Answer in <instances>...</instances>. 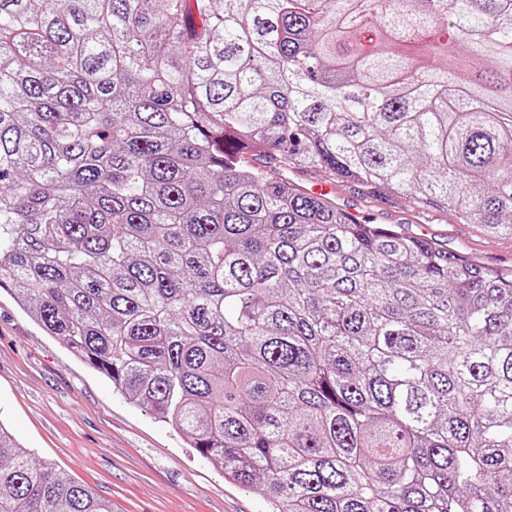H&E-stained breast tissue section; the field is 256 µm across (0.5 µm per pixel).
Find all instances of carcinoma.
<instances>
[{"instance_id": "1", "label": "carcinoma", "mask_w": 512, "mask_h": 512, "mask_svg": "<svg viewBox=\"0 0 512 512\" xmlns=\"http://www.w3.org/2000/svg\"><path fill=\"white\" fill-rule=\"evenodd\" d=\"M288 168L512 236V0H0L39 328L268 512H512V271ZM0 512L112 510L0 423Z\"/></svg>"}]
</instances>
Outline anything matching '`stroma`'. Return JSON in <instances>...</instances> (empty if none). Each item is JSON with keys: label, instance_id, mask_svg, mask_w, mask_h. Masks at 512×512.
Segmentation results:
<instances>
[{"label": "stroma", "instance_id": "1", "mask_svg": "<svg viewBox=\"0 0 512 512\" xmlns=\"http://www.w3.org/2000/svg\"><path fill=\"white\" fill-rule=\"evenodd\" d=\"M309 192L330 188L363 224H398L488 266L512 269V237L491 235L444 211L392 208L322 172L292 173ZM0 421L24 451L59 465L112 512H266L254 491L187 448L181 433L131 404L111 381L45 335L0 289Z\"/></svg>", "mask_w": 512, "mask_h": 512}]
</instances>
